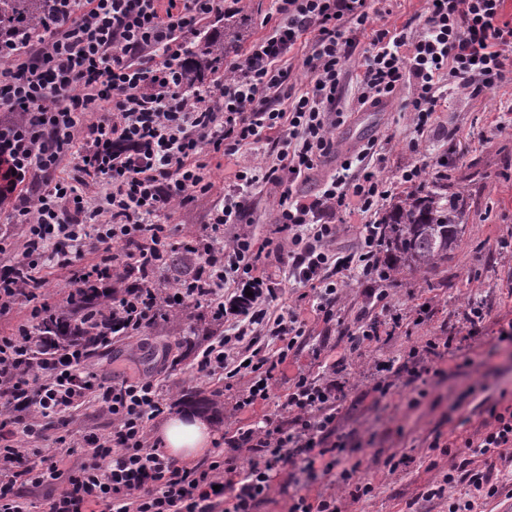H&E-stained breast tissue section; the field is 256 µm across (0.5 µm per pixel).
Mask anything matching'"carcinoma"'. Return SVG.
<instances>
[{
  "label": "carcinoma",
  "instance_id": "obj_1",
  "mask_svg": "<svg viewBox=\"0 0 512 512\" xmlns=\"http://www.w3.org/2000/svg\"><path fill=\"white\" fill-rule=\"evenodd\" d=\"M55 14L54 0H0V37L19 33L26 38L39 33ZM227 53L221 37L209 38L200 48L187 52L179 62L184 85L193 88L201 83L207 72L224 63ZM466 204L464 186L446 175L416 188L404 204L393 207L381 220L388 248L412 271L437 270L457 247ZM37 332L50 342L72 339L67 325L51 317L38 325ZM79 336L89 354L101 347L99 323L85 324Z\"/></svg>",
  "mask_w": 512,
  "mask_h": 512
}]
</instances>
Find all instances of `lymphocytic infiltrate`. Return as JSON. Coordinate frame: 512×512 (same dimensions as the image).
Listing matches in <instances>:
<instances>
[{
  "label": "lymphocytic infiltrate",
  "instance_id": "lymphocytic-infiltrate-1",
  "mask_svg": "<svg viewBox=\"0 0 512 512\" xmlns=\"http://www.w3.org/2000/svg\"><path fill=\"white\" fill-rule=\"evenodd\" d=\"M503 2L427 0L416 34H373L375 50L356 76L359 103L380 104L413 80L418 137L433 125L442 85L476 97L511 78L512 21L501 19ZM57 7L47 30L24 46L0 39V191L31 173L43 181L19 196L13 231L0 233V253L22 248L21 259L0 272V316L18 299L31 305L26 322L0 336V512H26V487L44 489V512H257L279 474L297 467L315 472L320 460L352 499L368 495L371 485L356 479L360 462L345 457V442L336 436L334 382L298 374L279 406V424L225 432V450L182 465L147 433V421L166 406L152 376L99 382L84 369L80 341L49 347L32 327L56 314L39 275L48 262L71 269L79 287L96 290V316L112 323L115 338L154 323L162 305L202 299L214 320L233 323L198 350V372L245 379L236 410L268 398L305 336L295 309L272 310L280 282L257 274L262 253L242 222L250 189L275 182L284 187L276 248L288 254L289 277L316 290L315 307L328 322L342 287L355 279L373 283L390 317L362 320L350 347L395 334L403 317L389 302L393 275L382 256V226L364 225L355 251L330 248L333 217L351 207L375 214L392 194L383 156L369 147L344 160L310 200L290 190L330 153L344 121L337 107L341 80L366 30L370 0H273L271 30L235 55L222 79L191 93L178 68L185 36L212 17L236 16L242 0H59ZM302 39L309 46L302 59L309 82L295 92L283 62ZM270 133L277 136L276 154L238 172L209 214V234L184 236L192 269L177 293L157 287L170 269L161 219L211 190L206 155H234ZM417 137L411 150L419 148ZM70 155L73 176L57 178ZM133 270L141 283L131 290L124 282ZM267 340L277 343L276 353L263 349ZM452 342L437 336L411 349L407 384L425 386L441 376L434 361ZM90 407L111 416L110 432L75 428V412ZM487 413L482 431L464 445L488 466L476 472L469 459L452 456L444 481L469 490L449 501L448 512H473L477 499L500 494L494 461L512 449V404L490 405ZM53 427L61 436H49ZM50 440L53 453L32 465L33 444ZM76 448L85 449V459L63 467Z\"/></svg>",
  "mask_w": 512,
  "mask_h": 512
}]
</instances>
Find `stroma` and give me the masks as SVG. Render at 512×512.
Instances as JSON below:
<instances>
[{
	"mask_svg": "<svg viewBox=\"0 0 512 512\" xmlns=\"http://www.w3.org/2000/svg\"><path fill=\"white\" fill-rule=\"evenodd\" d=\"M271 8V0H245L237 19H211L200 35L189 37V46L197 48L203 35L223 31L235 51H245L263 35L261 21ZM424 11L425 0H375L371 31L361 36L345 66L339 106L346 117L335 132L336 151L292 186L294 194H315L335 174L341 157L358 154L371 141L382 147L385 173L394 181L419 159L430 162L428 175L436 177L440 172L436 159L451 154L453 166L448 174L463 180L469 193L461 240L447 264L428 277L406 272L394 278L389 286L392 306L403 315L395 335L350 351L349 333L369 306L367 286L355 283L344 289L336 319L327 323L315 314L311 299L295 301L294 282H284L278 302L296 304L305 324V344L289 354L282 366L283 380L269 399L241 413L235 411V393L225 390L222 377L196 370L198 348L224 330L223 323L212 320L206 304L192 303L165 313L135 336L102 347L87 361L88 370L106 382L117 371L153 376L167 399V414L189 409L204 415L220 438L240 425L275 419L289 380L299 373H324L313 348H322L335 359L349 354L347 367L338 377L342 388L337 394L336 431L345 436L350 457L362 463L359 479L371 482L374 490L356 502L344 499L343 512H448L447 500L423 496L426 487L440 482L448 472L447 444L463 443L486 420V413L477 408L480 390L495 396L512 386V344L498 341L496 335L499 322L512 321V82L490 86L476 97L449 95L418 155L410 153L405 143L413 83L373 107L357 100L355 75L372 49V31L401 26ZM452 128L458 132L454 141L448 138ZM275 147L274 139L265 138L233 156L209 154L213 190L167 217L172 242H180L187 231L203 232L211 209L221 200L225 185L234 182L236 172L261 162ZM282 191V186L270 183L252 193L246 221L254 226L256 246H265L273 236ZM473 299L485 301L490 308L476 335L462 323V311ZM423 303L429 304L430 313L420 323L415 310ZM451 326L459 334L442 362L446 375L429 387L426 397L402 385L382 399L368 394V373L376 361L390 359L406 365L411 346ZM394 453L406 455L407 461L392 472L385 461Z\"/></svg>",
	"mask_w": 512,
	"mask_h": 512,
	"instance_id": "stroma-1",
	"label": "stroma"
}]
</instances>
